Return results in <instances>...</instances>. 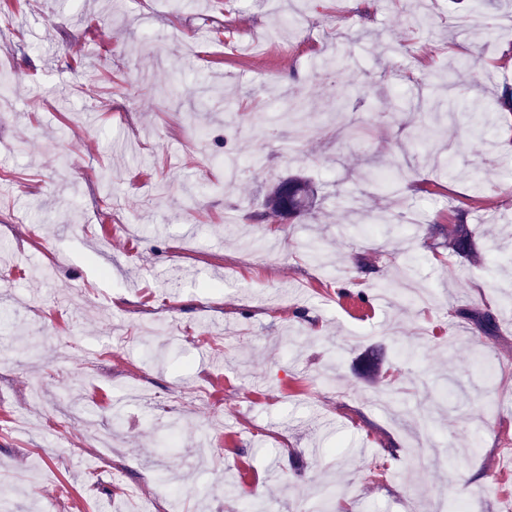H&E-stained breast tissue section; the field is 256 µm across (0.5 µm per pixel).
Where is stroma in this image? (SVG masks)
<instances>
[{"label": "stroma", "mask_w": 512, "mask_h": 512, "mask_svg": "<svg viewBox=\"0 0 512 512\" xmlns=\"http://www.w3.org/2000/svg\"><path fill=\"white\" fill-rule=\"evenodd\" d=\"M419 6L8 0L12 512H307L326 485L340 512H512V0H427L423 25ZM339 45L349 66L320 71ZM294 174L315 202L286 219L266 198ZM459 222L476 258L448 250ZM407 258L423 300L377 287Z\"/></svg>", "instance_id": "stroma-1"}]
</instances>
